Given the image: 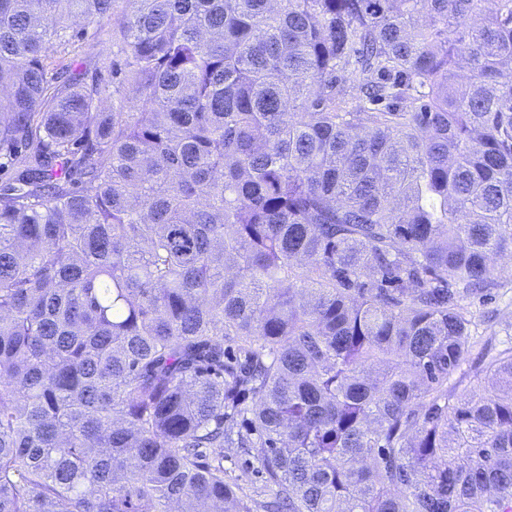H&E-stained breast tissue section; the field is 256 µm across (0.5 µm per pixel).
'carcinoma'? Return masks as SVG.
<instances>
[{
  "mask_svg": "<svg viewBox=\"0 0 512 512\" xmlns=\"http://www.w3.org/2000/svg\"><path fill=\"white\" fill-rule=\"evenodd\" d=\"M0 154V512H512V0H0ZM496 263L498 272L495 273L494 277L500 281L510 280L508 288L492 290V296H488L484 301H482V299L479 300L478 298L471 297L465 302L470 310H472L481 321L479 333L482 332V336L476 337V340H478L479 343H483L490 337H493V340L496 339V342L499 340L510 341V338L512 337V335L505 336V331L501 330V327H499L500 325H497L500 320L512 321V260L508 266L503 264L501 261ZM492 314L493 317L489 320L488 316H491ZM490 326H492L496 331L501 330L499 333L500 336H488L490 333ZM257 461L234 448L224 449V479L231 483L237 494L244 499L263 486V478Z\"/></svg>",
  "mask_w": 512,
  "mask_h": 512,
  "instance_id": "cac0c4a2",
  "label": "carcinoma"
}]
</instances>
